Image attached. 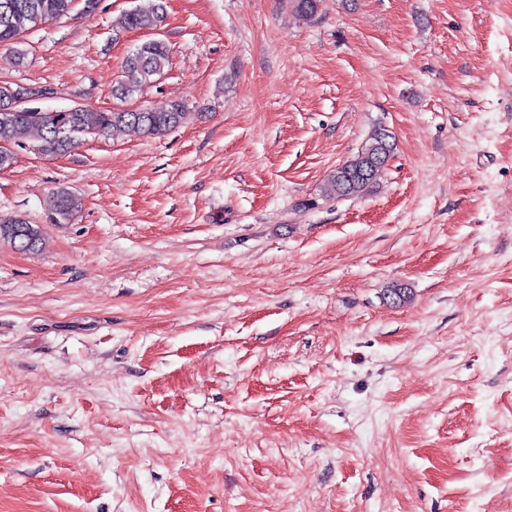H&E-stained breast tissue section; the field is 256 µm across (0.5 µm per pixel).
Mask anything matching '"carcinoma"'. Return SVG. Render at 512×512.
I'll return each instance as SVG.
<instances>
[{
    "mask_svg": "<svg viewBox=\"0 0 512 512\" xmlns=\"http://www.w3.org/2000/svg\"><path fill=\"white\" fill-rule=\"evenodd\" d=\"M77 0H0V46L12 47L14 62L20 64L26 51L17 48L22 34L39 24L68 15ZM292 9L302 18H313L321 0H289ZM166 20L163 2L146 9L134 7L124 12L114 27L124 31L158 32ZM171 61V49L165 40L151 38L138 44L124 59L121 75L113 90L119 100L132 98L152 86L163 75ZM28 93L25 88L0 84V142L25 145L30 131L40 134L38 152L63 155L78 147L89 136H107L114 131L134 130L146 135H163L183 125L190 113L182 103H173L163 111L144 112L98 110L74 106L63 110L27 112L14 106L17 98ZM383 129L374 131L357 154L327 179L320 190L325 201L358 198L367 194L377 173L394 152V143ZM80 208V200L67 188L52 191L45 203L47 223L69 224ZM31 242L28 253H37L46 245L45 225L32 224L21 216L0 215V242L22 249Z\"/></svg>",
    "mask_w": 512,
    "mask_h": 512,
    "instance_id": "carcinoma-1",
    "label": "carcinoma"
}]
</instances>
